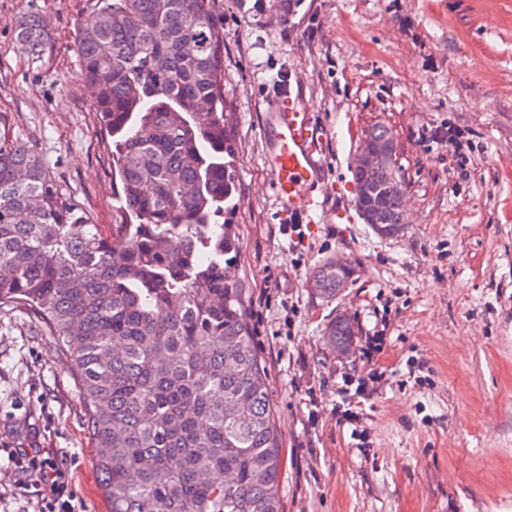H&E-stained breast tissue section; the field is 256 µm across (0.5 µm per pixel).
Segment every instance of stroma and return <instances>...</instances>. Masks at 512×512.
Masks as SVG:
<instances>
[{
    "label": "stroma",
    "instance_id": "obj_1",
    "mask_svg": "<svg viewBox=\"0 0 512 512\" xmlns=\"http://www.w3.org/2000/svg\"><path fill=\"white\" fill-rule=\"evenodd\" d=\"M96 0H0V137L38 135L65 189L112 224V141L78 75ZM51 40L30 63L18 19ZM224 28L235 114L237 273L281 433L283 512H512V0H211ZM287 78L321 138L315 223H283L262 122ZM457 125L468 161L426 138ZM376 125L393 134L404 228L384 237L354 206L352 157ZM357 273L336 300L313 268ZM351 319L343 359L325 328ZM382 337L379 353L362 349ZM366 382L358 420L336 414ZM74 377L27 310L0 308V512H38L18 449L45 451L83 512H108ZM334 260L336 263L332 257L324 260L313 269L309 278V286L313 293L325 300L335 299L346 288L350 278L349 267L352 269V273L354 272L351 262L347 259L336 256ZM336 266L344 268H336ZM345 282L347 283L341 288Z\"/></svg>",
    "mask_w": 512,
    "mask_h": 512
}]
</instances>
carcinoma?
Instances as JSON below:
<instances>
[{
  "label": "carcinoma",
  "mask_w": 512,
  "mask_h": 512,
  "mask_svg": "<svg viewBox=\"0 0 512 512\" xmlns=\"http://www.w3.org/2000/svg\"><path fill=\"white\" fill-rule=\"evenodd\" d=\"M82 25L81 79L112 138L118 217L104 233L34 139H0V308L33 313L75 377L110 512H283L281 448L246 313L233 225L234 113L224 30L210 0H97ZM16 39L33 59L38 14ZM365 139L387 156L393 134ZM371 224H404L406 186L376 176ZM350 269L328 258L313 293L332 300ZM352 322L326 330L352 349Z\"/></svg>",
  "instance_id": "cac0c4a2"
}]
</instances>
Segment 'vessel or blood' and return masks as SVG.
<instances>
[{"label": "vessel or blood", "mask_w": 512, "mask_h": 512, "mask_svg": "<svg viewBox=\"0 0 512 512\" xmlns=\"http://www.w3.org/2000/svg\"><path fill=\"white\" fill-rule=\"evenodd\" d=\"M264 165L271 176L282 216H309L317 207L312 186L323 175L319 143L310 116L298 98L281 91L265 114Z\"/></svg>", "instance_id": "b4317fda"}]
</instances>
